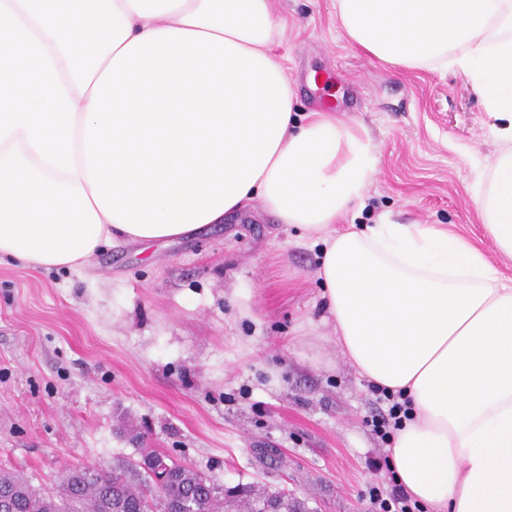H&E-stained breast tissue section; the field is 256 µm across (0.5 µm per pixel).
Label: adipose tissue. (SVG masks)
Instances as JSON below:
<instances>
[{
	"mask_svg": "<svg viewBox=\"0 0 512 512\" xmlns=\"http://www.w3.org/2000/svg\"><path fill=\"white\" fill-rule=\"evenodd\" d=\"M334 8L368 57L471 81L496 146L471 200L512 259V0ZM284 27L271 0H0V262L77 272L260 200L320 244L348 364L409 400L399 484L430 512H512V282L442 225L355 223L376 147L299 110L271 55Z\"/></svg>",
	"mask_w": 512,
	"mask_h": 512,
	"instance_id": "1",
	"label": "adipose tissue"
}]
</instances>
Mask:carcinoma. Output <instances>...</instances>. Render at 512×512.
Instances as JSON below:
<instances>
[{
    "label": "carcinoma",
    "mask_w": 512,
    "mask_h": 512,
    "mask_svg": "<svg viewBox=\"0 0 512 512\" xmlns=\"http://www.w3.org/2000/svg\"><path fill=\"white\" fill-rule=\"evenodd\" d=\"M151 459L167 463L174 474L161 495L155 493L146 471ZM137 478L134 483L122 472L84 466L66 472L56 488L41 491L5 471L0 473V512H225L227 507L251 512L255 508L253 487L243 486L230 497L224 485L161 450L142 457Z\"/></svg>",
    "instance_id": "obj_1"
}]
</instances>
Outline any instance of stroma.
<instances>
[{
  "label": "stroma",
  "mask_w": 512,
  "mask_h": 512,
  "mask_svg": "<svg viewBox=\"0 0 512 512\" xmlns=\"http://www.w3.org/2000/svg\"><path fill=\"white\" fill-rule=\"evenodd\" d=\"M273 9L286 28L272 54L304 111L344 112L377 147L357 223L447 225L512 279L470 200L493 146L466 78L367 57L333 0ZM318 258L256 200L174 242L115 243L79 273L0 264V470L47 490L69 468L129 469L155 448L308 512H366L385 476L370 466L375 398L336 345Z\"/></svg>",
  "instance_id": "obj_1"
}]
</instances>
